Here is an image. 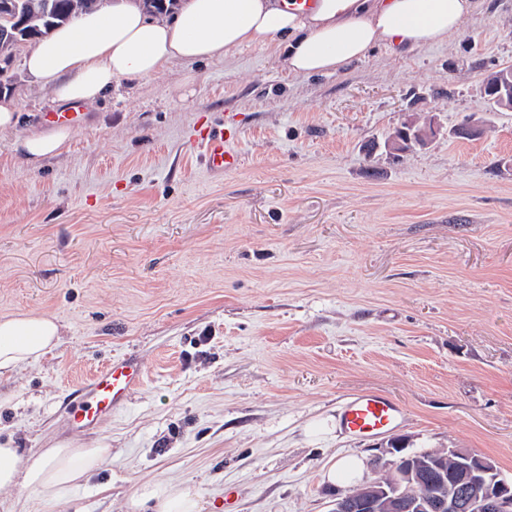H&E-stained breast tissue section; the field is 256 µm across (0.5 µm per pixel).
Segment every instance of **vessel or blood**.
Returning a JSON list of instances; mask_svg holds the SVG:
<instances>
[{
    "label": "vessel or blood",
    "instance_id": "obj_1",
    "mask_svg": "<svg viewBox=\"0 0 512 512\" xmlns=\"http://www.w3.org/2000/svg\"><path fill=\"white\" fill-rule=\"evenodd\" d=\"M232 134L208 127L199 136L201 157L214 175L235 169L239 153ZM144 365L125 356L97 369L77 394L69 399V423L81 430L97 427L123 405L144 380ZM405 414L404 407L390 396L377 391L353 394L341 407L337 424L341 431L353 436H373L396 427Z\"/></svg>",
    "mask_w": 512,
    "mask_h": 512
}]
</instances>
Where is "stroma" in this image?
<instances>
[{
    "label": "stroma",
    "instance_id": "obj_1",
    "mask_svg": "<svg viewBox=\"0 0 512 512\" xmlns=\"http://www.w3.org/2000/svg\"><path fill=\"white\" fill-rule=\"evenodd\" d=\"M14 55L21 114L0 135V315H54L61 341L0 377V444L105 439L67 500L0 494V512H125L141 483L193 481L209 512H330L332 461L478 452L512 480V112L483 94L512 64V0L453 40L374 51L325 76L270 49L122 78L39 167L12 150L60 111ZM439 132L385 148L410 117ZM479 119L477 138L456 136ZM241 134L214 180L201 126ZM125 354L146 373L92 431L64 403ZM399 400L393 432L341 433L339 406Z\"/></svg>",
    "mask_w": 512,
    "mask_h": 512
}]
</instances>
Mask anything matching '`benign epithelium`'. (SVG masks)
Returning a JSON list of instances; mask_svg holds the SVG:
<instances>
[{"label":"benign epithelium","mask_w":512,"mask_h":512,"mask_svg":"<svg viewBox=\"0 0 512 512\" xmlns=\"http://www.w3.org/2000/svg\"><path fill=\"white\" fill-rule=\"evenodd\" d=\"M31 19L19 12L18 0H0V85H7L12 54L8 50L36 40L39 28L30 26ZM488 100L501 109L512 110V68L501 71L497 80L485 84ZM434 119L415 128L413 120L400 127L396 145L412 150L436 136ZM457 457V481L452 488L430 484L423 498H412L408 490L422 482L420 468L412 453L405 452L401 442L393 439L384 453L390 455L385 466L379 460L372 464L376 479L368 480L356 492L337 489L332 492L331 512H512V481L497 471L494 463L467 450L450 449Z\"/></svg>","instance_id":"7a95c632"}]
</instances>
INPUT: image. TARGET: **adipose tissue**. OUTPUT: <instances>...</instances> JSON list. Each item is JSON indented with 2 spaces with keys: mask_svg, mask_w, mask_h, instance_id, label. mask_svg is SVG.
I'll use <instances>...</instances> for the list:
<instances>
[{
  "mask_svg": "<svg viewBox=\"0 0 512 512\" xmlns=\"http://www.w3.org/2000/svg\"><path fill=\"white\" fill-rule=\"evenodd\" d=\"M482 0H315L292 10L282 0H182L174 19L149 17L139 0L83 14L41 40L26 58L31 76L67 105H95L123 77L152 78L175 62H203L249 46H273L289 73L321 76L368 58L379 47L417 49L460 34ZM70 129L50 126L15 144L29 165L59 154ZM61 325L49 314L0 316V376L40 361L58 346ZM112 456L109 442L90 447L52 442L35 453L0 447V491L30 490L65 499ZM128 512H204L188 481L145 483Z\"/></svg>",
  "mask_w": 512,
  "mask_h": 512,
  "instance_id": "ef3b65f1",
  "label": "adipose tissue"
}]
</instances>
